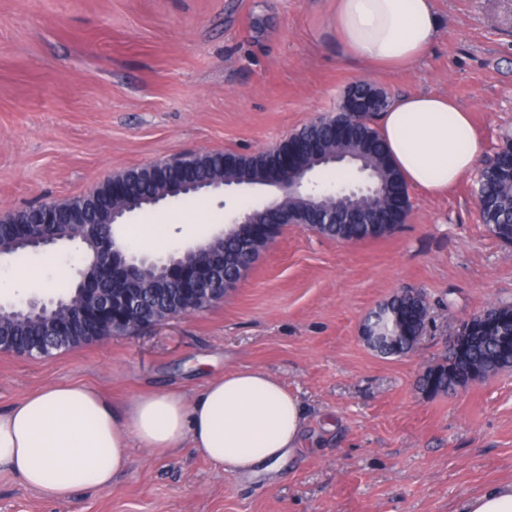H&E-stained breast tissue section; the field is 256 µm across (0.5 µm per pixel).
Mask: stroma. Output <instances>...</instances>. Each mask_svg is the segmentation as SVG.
<instances>
[{
    "label": "stroma",
    "mask_w": 512,
    "mask_h": 512,
    "mask_svg": "<svg viewBox=\"0 0 512 512\" xmlns=\"http://www.w3.org/2000/svg\"><path fill=\"white\" fill-rule=\"evenodd\" d=\"M434 7L431 51L383 71L347 61L324 34L329 0H0V214L183 153L271 149L359 82L452 98L493 153L512 135V0ZM476 177L438 194L409 187L407 222L381 238L339 243L288 225L223 303L140 334L46 359L0 352V410L56 382L116 400L192 396L253 368L304 415L276 473L231 476L188 447L160 459L134 447L111 488L63 503L0 475V512H460L512 480V369L449 394L417 387L463 319L512 303V245L483 224ZM257 200L203 194L130 222L176 242L182 225L215 229ZM404 289L426 295L427 331L406 354H377L363 323Z\"/></svg>",
    "instance_id": "obj_1"
}]
</instances>
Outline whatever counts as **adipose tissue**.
Wrapping results in <instances>:
<instances>
[{"label": "adipose tissue", "mask_w": 512, "mask_h": 512, "mask_svg": "<svg viewBox=\"0 0 512 512\" xmlns=\"http://www.w3.org/2000/svg\"><path fill=\"white\" fill-rule=\"evenodd\" d=\"M329 29L346 59L400 69L431 50L439 21L432 0H334ZM381 132L406 182L431 191L469 173L481 151L468 112L443 95L399 97ZM301 429L298 399L250 368L208 380L191 399L167 389L117 404L89 386L56 383L0 410V474L65 502L85 485L108 489L134 446L158 458L188 446L230 475L274 473Z\"/></svg>", "instance_id": "adipose-tissue-1"}]
</instances>
